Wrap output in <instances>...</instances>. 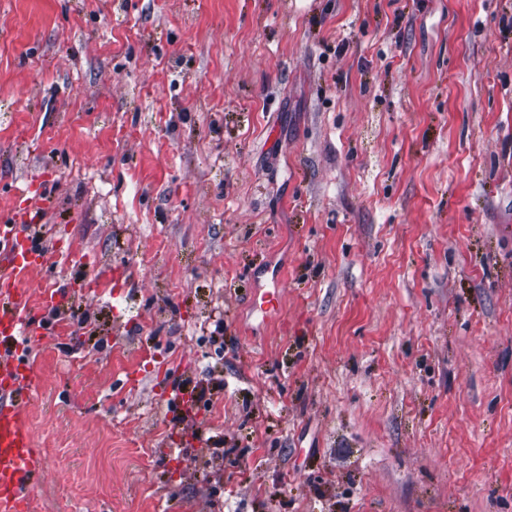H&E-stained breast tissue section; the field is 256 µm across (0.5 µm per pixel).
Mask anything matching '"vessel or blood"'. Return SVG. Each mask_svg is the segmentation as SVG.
Wrapping results in <instances>:
<instances>
[{"instance_id": "obj_1", "label": "vessel or blood", "mask_w": 512, "mask_h": 512, "mask_svg": "<svg viewBox=\"0 0 512 512\" xmlns=\"http://www.w3.org/2000/svg\"><path fill=\"white\" fill-rule=\"evenodd\" d=\"M38 219L31 208L15 210L0 223V260L13 269L0 275V512H24L33 492V478L42 464L22 405L37 388L36 373L12 346L38 335L31 321V293L17 272L32 266L40 250L26 234Z\"/></svg>"}]
</instances>
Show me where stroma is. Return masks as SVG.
Listing matches in <instances>:
<instances>
[{
    "instance_id": "stroma-1",
    "label": "stroma",
    "mask_w": 512,
    "mask_h": 512,
    "mask_svg": "<svg viewBox=\"0 0 512 512\" xmlns=\"http://www.w3.org/2000/svg\"><path fill=\"white\" fill-rule=\"evenodd\" d=\"M32 181L28 512H512V0H0Z\"/></svg>"
}]
</instances>
